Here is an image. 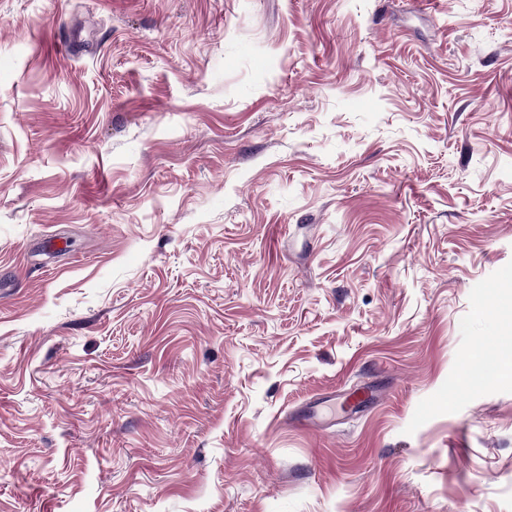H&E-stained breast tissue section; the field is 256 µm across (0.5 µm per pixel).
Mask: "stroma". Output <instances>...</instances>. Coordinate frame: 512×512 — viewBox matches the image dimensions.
I'll return each mask as SVG.
<instances>
[{
  "label": "stroma",
  "mask_w": 512,
  "mask_h": 512,
  "mask_svg": "<svg viewBox=\"0 0 512 512\" xmlns=\"http://www.w3.org/2000/svg\"><path fill=\"white\" fill-rule=\"evenodd\" d=\"M418 2L0 0V512H512V0ZM374 390L370 386H359L342 394L339 408L343 413L358 409L364 402L374 397Z\"/></svg>",
  "instance_id": "35a3bbf8"
}]
</instances>
